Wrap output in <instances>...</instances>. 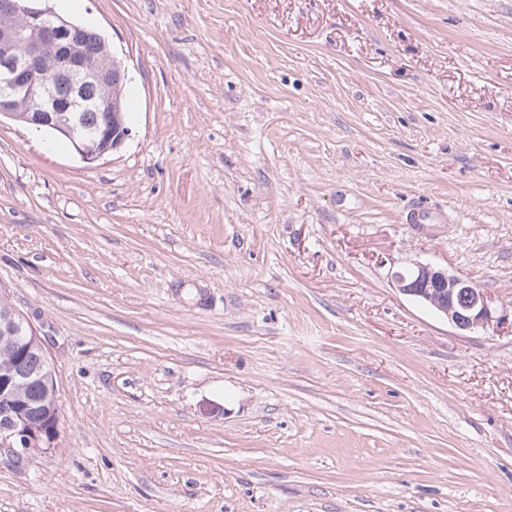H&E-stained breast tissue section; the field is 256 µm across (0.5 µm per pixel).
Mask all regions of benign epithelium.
Returning a JSON list of instances; mask_svg holds the SVG:
<instances>
[{
    "mask_svg": "<svg viewBox=\"0 0 512 512\" xmlns=\"http://www.w3.org/2000/svg\"><path fill=\"white\" fill-rule=\"evenodd\" d=\"M22 14L27 20L24 29L12 27L7 19ZM71 22L51 8H36L31 0H5L0 10V113L9 114L20 100L28 103L24 122L37 129L51 128L69 138L75 152L87 163H93L120 147L128 135L120 115L124 112L119 100L87 95L90 87L108 83L112 75L106 69H90L82 63V51L73 42ZM55 46V55L44 59L46 43ZM112 113L92 132L97 146L91 148L79 134L77 125L57 119L61 112ZM393 282L403 294L447 320L463 334L486 330L493 321L487 296L473 282L456 276L432 263L415 262L393 273ZM24 336L16 352L24 356L28 345L45 348L41 337L27 319L18 312L0 314V334ZM20 383L11 377L0 378V448L14 458L22 459L32 450L50 446L58 426L35 427L26 418L27 406L19 397Z\"/></svg>",
    "mask_w": 512,
    "mask_h": 512,
    "instance_id": "1",
    "label": "benign epithelium"
}]
</instances>
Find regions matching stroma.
Here are the masks:
<instances>
[{
	"instance_id": "35a3bbf8",
	"label": "stroma",
	"mask_w": 512,
	"mask_h": 512,
	"mask_svg": "<svg viewBox=\"0 0 512 512\" xmlns=\"http://www.w3.org/2000/svg\"><path fill=\"white\" fill-rule=\"evenodd\" d=\"M48 5L130 134L89 164L0 121V292L61 404L0 512H512V0ZM396 288L416 298L464 335L485 331L493 314L483 288L432 263L415 262L395 271Z\"/></svg>"
}]
</instances>
